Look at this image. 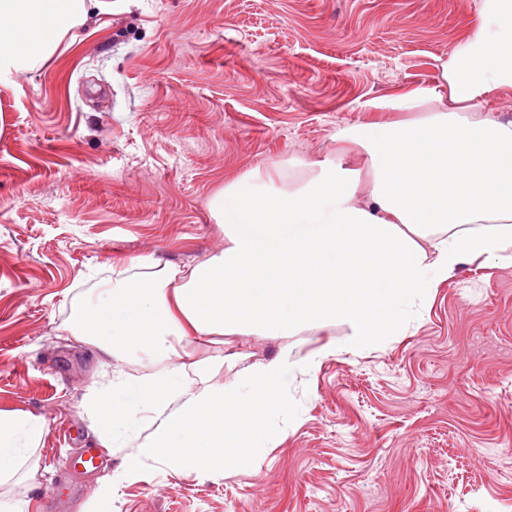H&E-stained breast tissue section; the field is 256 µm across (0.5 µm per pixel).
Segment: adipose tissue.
Segmentation results:
<instances>
[{"instance_id": "ef3b65f1", "label": "adipose tissue", "mask_w": 512, "mask_h": 512, "mask_svg": "<svg viewBox=\"0 0 512 512\" xmlns=\"http://www.w3.org/2000/svg\"><path fill=\"white\" fill-rule=\"evenodd\" d=\"M103 0H0V79L53 55L74 27L103 12ZM512 89V0H482L479 22L467 29L439 82L371 104L374 112L426 110L419 120L359 125L343 140L366 148L374 187L356 197L354 169L342 161L307 166L302 178L269 184L260 170L225 183L212 202L224 225V250L194 264L158 266L133 258L112 269V286L66 326L67 334L120 361L136 356L163 363L160 377H117L93 396L103 447L116 433L151 425L138 445L156 458L157 445L179 449L175 463L231 468L238 459L200 456L193 423L231 411L236 422L267 417L286 404L288 381L335 354V343L302 356L286 348L257 363L241 385H214L221 359L193 360L185 337L208 341L242 335L296 336L341 324L353 347L382 342L414 321L433 288L459 266L512 252V121L491 113L496 94ZM492 183H485V175ZM418 183L403 195L394 179ZM150 269L146 280L129 276ZM314 267L326 287L310 289L297 271ZM246 271L224 287L215 276ZM181 355L174 368L166 362ZM45 432L29 412L0 410V484L13 479Z\"/></svg>"}]
</instances>
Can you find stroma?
Instances as JSON below:
<instances>
[{"instance_id":"1","label":"stroma","mask_w":512,"mask_h":512,"mask_svg":"<svg viewBox=\"0 0 512 512\" xmlns=\"http://www.w3.org/2000/svg\"><path fill=\"white\" fill-rule=\"evenodd\" d=\"M479 0H112L96 24L0 84V409L41 416L32 480L0 495L48 512H512V258L478 259L434 288L407 330L288 382L265 454L207 472L149 459L142 433L100 447L92 393L137 358L101 364L63 334L137 256L220 254L210 200L260 169L334 157L338 132L390 112L369 102L432 86ZM298 336L185 338L238 382ZM84 448L95 466L76 465Z\"/></svg>"}]
</instances>
